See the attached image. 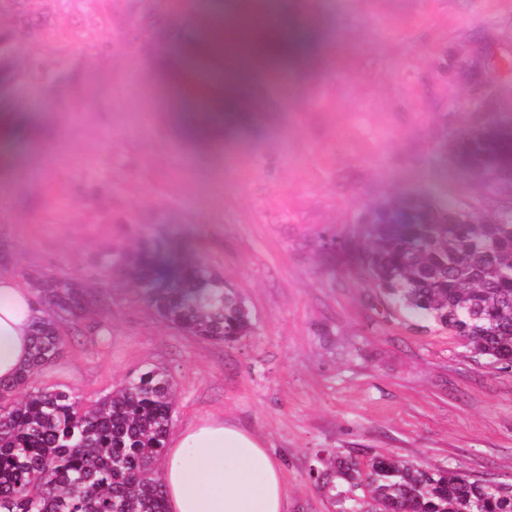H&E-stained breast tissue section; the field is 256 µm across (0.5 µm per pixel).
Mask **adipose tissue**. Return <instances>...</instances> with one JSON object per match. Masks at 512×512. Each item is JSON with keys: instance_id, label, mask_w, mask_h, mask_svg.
<instances>
[{"instance_id": "obj_1", "label": "adipose tissue", "mask_w": 512, "mask_h": 512, "mask_svg": "<svg viewBox=\"0 0 512 512\" xmlns=\"http://www.w3.org/2000/svg\"><path fill=\"white\" fill-rule=\"evenodd\" d=\"M301 24L283 0H233L211 22L209 40L222 64L214 81L213 135L226 107L252 83L277 37L284 61L296 59ZM40 310L34 293L0 272V381L25 367ZM168 512H285L287 491L279 464L256 436L221 419L187 427L173 438L163 462Z\"/></svg>"}]
</instances>
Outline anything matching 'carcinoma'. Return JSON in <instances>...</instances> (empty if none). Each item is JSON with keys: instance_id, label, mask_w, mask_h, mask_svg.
<instances>
[{"instance_id": "obj_1", "label": "carcinoma", "mask_w": 512, "mask_h": 512, "mask_svg": "<svg viewBox=\"0 0 512 512\" xmlns=\"http://www.w3.org/2000/svg\"><path fill=\"white\" fill-rule=\"evenodd\" d=\"M130 41L150 51L183 28L189 0H127ZM36 0H0V55L32 35ZM497 121L474 152L476 176L501 186L498 165L512 161V139ZM360 259L392 310L460 337L473 354L512 367V209L492 222L474 212L415 200L368 211ZM158 244L105 247L94 264L126 274L164 320L190 335L235 343L253 331L244 302L224 278L194 261L164 287L154 269ZM51 308L34 324L33 354L11 384L0 383V512H167L157 463L173 421V378L146 367L89 408L72 390L37 377L62 352L57 321L85 313L91 296L73 280L37 281ZM328 493L338 512H512V484L471 480L450 467L429 469L391 456L331 454Z\"/></svg>"}]
</instances>
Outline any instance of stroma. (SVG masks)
I'll use <instances>...</instances> for the list:
<instances>
[{"mask_svg": "<svg viewBox=\"0 0 512 512\" xmlns=\"http://www.w3.org/2000/svg\"><path fill=\"white\" fill-rule=\"evenodd\" d=\"M50 22L0 60V257L23 286L80 278L95 302L62 320L38 381L91 405L131 372L174 379L171 434L221 418L282 465L288 512H337L312 475L361 449L512 482V372L391 310L351 252L359 219L395 197L492 215L452 147L512 116V0H288L307 58L250 86L218 144L176 119L181 70L157 69L113 21L115 0H39ZM145 236L224 277L254 324L235 344L163 320L95 255Z\"/></svg>", "mask_w": 512, "mask_h": 512, "instance_id": "1", "label": "stroma"}]
</instances>
